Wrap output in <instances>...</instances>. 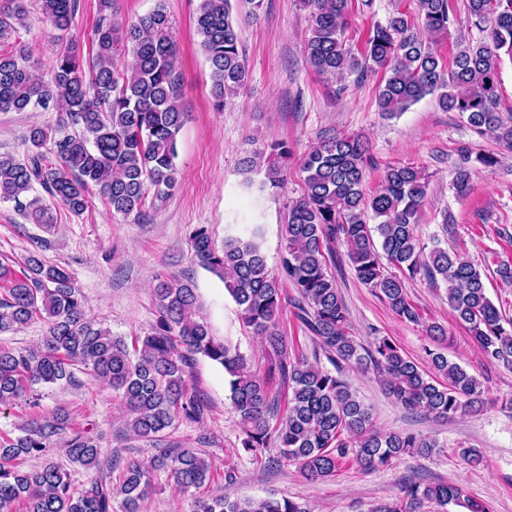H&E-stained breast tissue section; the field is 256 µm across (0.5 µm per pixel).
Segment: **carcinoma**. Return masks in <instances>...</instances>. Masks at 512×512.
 Masks as SVG:
<instances>
[{"label":"carcinoma","instance_id":"carcinoma-1","mask_svg":"<svg viewBox=\"0 0 512 512\" xmlns=\"http://www.w3.org/2000/svg\"><path fill=\"white\" fill-rule=\"evenodd\" d=\"M351 2L303 0L310 21L304 52L318 75L341 79L380 69L381 112L393 116L437 92L443 110L459 113L472 130L492 134L512 150V124L498 111L501 55L512 59V0H465L467 21L481 37L460 46L448 68L399 11L372 29L362 51L347 47ZM416 2L430 37L447 35L455 21L449 0ZM77 7L78 0H40L44 18L61 32L71 30ZM98 10L92 54L85 57L79 45L67 43L45 78L36 75L27 45L6 41L24 26L28 0H0V111L59 105L57 137L34 125L25 158L0 155V203L14 204L28 223L47 230L55 224L48 198L78 216L89 206L92 184L112 213L139 222L148 206L166 200L178 186L177 143L185 113L169 14L160 3L122 21L117 0H98ZM196 31L211 72L213 107L220 111L249 78L231 0H199ZM121 47L134 59L122 79L112 69ZM265 156L273 163L257 184L261 191L284 188L294 160L304 173L301 194L288 203L278 271L268 269L258 226L246 237L225 235L220 249L207 227L189 233L193 262L224 281L243 322L261 337L263 375L251 370L238 347L212 336L191 278L159 277L156 321L131 347L125 337L88 319L84 297L65 268L31 252L18 270L0 264V334L42 319L47 336L32 348L0 349V406L24 400L37 408V387L71 383L81 372L120 398L130 436L152 440L179 422L200 423L209 413L208 402L189 384L201 356L224 371L240 448L255 458L277 448L308 480L334 477L348 463L373 471L407 455L437 451L440 443L433 437L378 430L371 408L341 368L373 370L405 410L435 420L479 410L482 384L442 352L426 350L431 374L388 336L368 346L358 342L333 272L336 243H347L356 278L404 321L421 323L406 293L408 282L422 275L444 285L457 320L491 362L512 366V320L487 296L480 269L462 251L441 247L436 236L423 242L418 214L428 177L421 168L388 165L368 194L369 142L345 132L320 136L298 159L287 141L272 140L242 160L244 170L260 168ZM470 161L465 157L454 173L460 195L469 189ZM287 302L332 368L317 357L308 360L281 332L279 315ZM70 422L67 408L59 406L17 425L16 435L0 434V512H13L20 501L27 504L25 512H115L117 493L124 512H140L155 471L167 472L182 491L199 489L210 478V464L195 449L173 448L148 466L127 463L117 491L109 475L77 487L47 458L51 437L65 435L73 464L100 469L112 463H101L100 435L74 430ZM27 460L41 464L25 470L20 464ZM427 503L436 505V512H448L450 505L489 512L458 484H425L413 477L395 499L372 512H422ZM195 512L308 510L286 497L240 498L226 492L199 499Z\"/></svg>","mask_w":512,"mask_h":512}]
</instances>
